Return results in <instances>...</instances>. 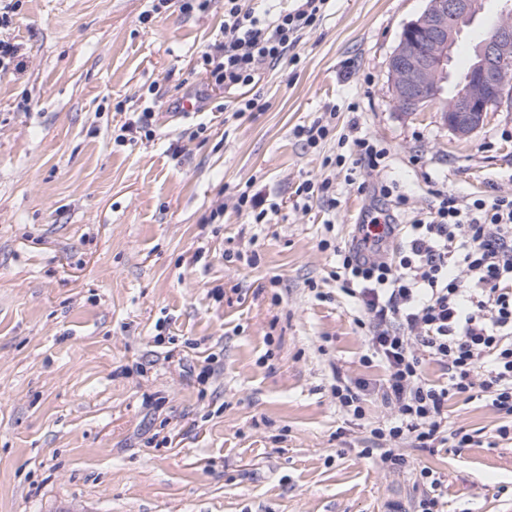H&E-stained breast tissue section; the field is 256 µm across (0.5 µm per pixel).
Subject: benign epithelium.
<instances>
[{
	"label": "benign epithelium",
	"mask_w": 512,
	"mask_h": 512,
	"mask_svg": "<svg viewBox=\"0 0 512 512\" xmlns=\"http://www.w3.org/2000/svg\"><path fill=\"white\" fill-rule=\"evenodd\" d=\"M482 12L483 0H429L404 26L389 60L399 111L419 112L441 98L458 40ZM503 107L512 110V0H501L492 33L478 44L466 81L444 99L442 117L448 129L466 137L486 113Z\"/></svg>",
	"instance_id": "benign-epithelium-1"
}]
</instances>
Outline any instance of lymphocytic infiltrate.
<instances>
[{"instance_id": "obj_1", "label": "lymphocytic infiltrate", "mask_w": 512, "mask_h": 512, "mask_svg": "<svg viewBox=\"0 0 512 512\" xmlns=\"http://www.w3.org/2000/svg\"><path fill=\"white\" fill-rule=\"evenodd\" d=\"M296 2L269 20L243 0H224L223 37L203 54L211 82L246 86L260 65L279 64L304 32L317 28L329 0ZM357 130L350 125L340 136L351 150L333 160L346 165L351 183L358 170H381L387 157ZM434 196L435 205L407 224L394 209L370 211L335 274L387 372L378 391L392 414L370 433L384 442L379 457L390 469L405 463L397 442L433 446L454 395L477 387L492 406L512 412V195L467 203L440 190ZM393 238L401 241L395 251ZM426 358L446 368V383L423 375Z\"/></svg>"}]
</instances>
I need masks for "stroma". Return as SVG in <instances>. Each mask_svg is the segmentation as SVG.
<instances>
[{
	"label": "stroma",
	"mask_w": 512,
	"mask_h": 512,
	"mask_svg": "<svg viewBox=\"0 0 512 512\" xmlns=\"http://www.w3.org/2000/svg\"><path fill=\"white\" fill-rule=\"evenodd\" d=\"M426 6L329 0L296 61L229 90L202 59L224 0H20L0 29L19 49L0 72V512H387L421 497L423 466L449 512H512V416L478 390L449 400L447 442L378 464L385 372L332 277L379 204L322 165L350 119L388 150L360 178L399 184L403 220L436 187L512 194V112L460 137L437 105L393 103L389 59ZM244 96L260 108L235 115ZM186 99L198 110L178 116ZM146 110L155 137L116 146ZM329 110L335 138L304 146L294 129ZM320 177L336 206L298 197ZM244 191L278 203L269 223L237 208ZM208 358L203 391L186 366ZM339 377L370 383L363 419L338 406Z\"/></svg>",
	"instance_id": "1"
}]
</instances>
